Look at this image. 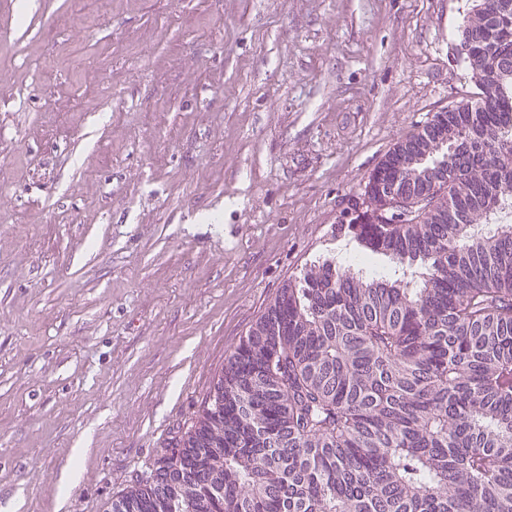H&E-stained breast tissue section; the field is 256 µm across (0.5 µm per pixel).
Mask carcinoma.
Returning <instances> with one entry per match:
<instances>
[{
    "mask_svg": "<svg viewBox=\"0 0 512 512\" xmlns=\"http://www.w3.org/2000/svg\"><path fill=\"white\" fill-rule=\"evenodd\" d=\"M457 41L476 92L341 220L392 273L285 284L108 512H512V0H476Z\"/></svg>",
    "mask_w": 512,
    "mask_h": 512,
    "instance_id": "obj_1",
    "label": "carcinoma"
}]
</instances>
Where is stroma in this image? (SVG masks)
I'll list each match as a JSON object with an SVG mask.
<instances>
[{"instance_id": "1", "label": "stroma", "mask_w": 512, "mask_h": 512, "mask_svg": "<svg viewBox=\"0 0 512 512\" xmlns=\"http://www.w3.org/2000/svg\"><path fill=\"white\" fill-rule=\"evenodd\" d=\"M0 0V512H107L474 86L472 0ZM83 449L75 457V449Z\"/></svg>"}]
</instances>
